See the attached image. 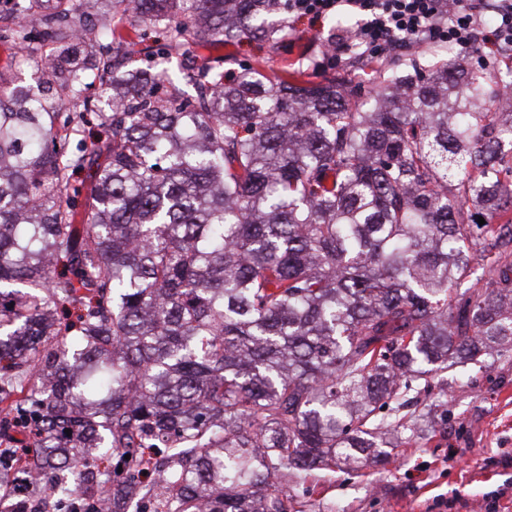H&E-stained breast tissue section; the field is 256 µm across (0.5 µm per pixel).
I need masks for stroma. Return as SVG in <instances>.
I'll return each instance as SVG.
<instances>
[{
  "label": "stroma",
  "instance_id": "1",
  "mask_svg": "<svg viewBox=\"0 0 512 512\" xmlns=\"http://www.w3.org/2000/svg\"><path fill=\"white\" fill-rule=\"evenodd\" d=\"M329 35L328 25L315 29L302 22L266 56L258 41L248 39L199 45L194 54L198 63L227 70L260 58L270 74L296 63L319 81L324 73L314 64L326 53ZM459 59L473 68L478 57L448 43L413 46L376 61L347 53L336 75L362 98L381 90L384 76L409 72L413 63ZM450 376L443 432L426 443L400 444L394 461L384 467L358 474L343 466L293 479L291 490L305 502L306 512H512V361L473 377L461 369ZM452 449L457 452L453 458L448 455Z\"/></svg>",
  "mask_w": 512,
  "mask_h": 512
}]
</instances>
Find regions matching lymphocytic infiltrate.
<instances>
[{"label": "lymphocytic infiltrate", "mask_w": 512, "mask_h": 512, "mask_svg": "<svg viewBox=\"0 0 512 512\" xmlns=\"http://www.w3.org/2000/svg\"><path fill=\"white\" fill-rule=\"evenodd\" d=\"M484 25L481 0H288V22L321 25L347 11L357 16L354 47L379 56L396 44L447 41L488 58L512 49V0H492Z\"/></svg>", "instance_id": "1"}]
</instances>
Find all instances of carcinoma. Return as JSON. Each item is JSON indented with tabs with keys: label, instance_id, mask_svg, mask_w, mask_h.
Returning <instances> with one entry per match:
<instances>
[{
	"label": "carcinoma",
	"instance_id": "cac0c4a2",
	"mask_svg": "<svg viewBox=\"0 0 512 512\" xmlns=\"http://www.w3.org/2000/svg\"><path fill=\"white\" fill-rule=\"evenodd\" d=\"M189 2L5 0L0 42L48 62L0 73V436L75 501L94 468L106 512L146 497L133 462L149 512H305L291 479L389 461L449 367L512 358V71L361 103L301 66L174 77L283 32L282 0Z\"/></svg>",
	"mask_w": 512,
	"mask_h": 512
}]
</instances>
